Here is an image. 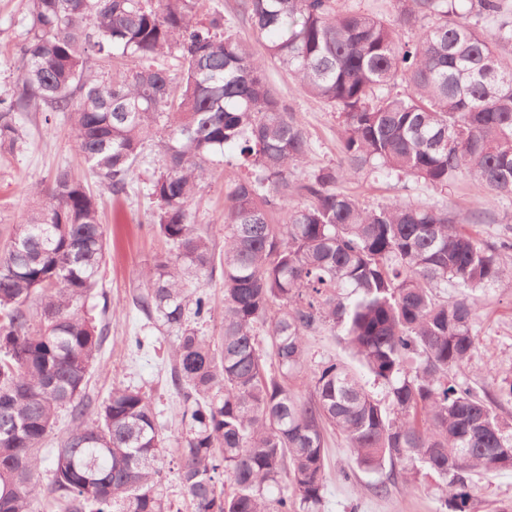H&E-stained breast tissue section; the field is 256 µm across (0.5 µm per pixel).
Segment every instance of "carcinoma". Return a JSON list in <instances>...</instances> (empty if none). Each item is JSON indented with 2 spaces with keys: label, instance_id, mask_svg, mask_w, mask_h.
Segmentation results:
<instances>
[{
  "label": "carcinoma",
  "instance_id": "obj_1",
  "mask_svg": "<svg viewBox=\"0 0 512 512\" xmlns=\"http://www.w3.org/2000/svg\"><path fill=\"white\" fill-rule=\"evenodd\" d=\"M400 2L389 20L333 0H243L259 57L220 10L193 21L198 0H27L0 155L26 146L25 119L40 112L47 124L63 115L77 158L115 196L129 192L146 142L164 157L147 223L170 250L133 304L179 329L171 381L184 399L190 512H320L330 432L354 461L339 480L387 464L423 470L445 482L446 512H469L474 474L512 470V428L497 412L512 381L492 393L450 375L477 349V293L512 284L501 262L512 237L482 242L445 207H367L337 188L364 171L433 188L468 176L494 199L511 195L512 14L505 0ZM270 62L339 110V165L292 177L311 145L267 80ZM400 77L407 89L394 94ZM228 148L242 173L218 254L190 205ZM36 194L9 232L19 251L0 252V512L41 506L36 472L62 409L72 428L53 461L51 512H172L150 396L122 385L96 404L85 395L108 332L85 310L105 265L98 200L69 170ZM217 270L223 335L212 339L189 325L211 308L187 277ZM450 282L464 297L437 295ZM338 331L361 370L328 360L307 372L306 337Z\"/></svg>",
  "mask_w": 512,
  "mask_h": 512
}]
</instances>
